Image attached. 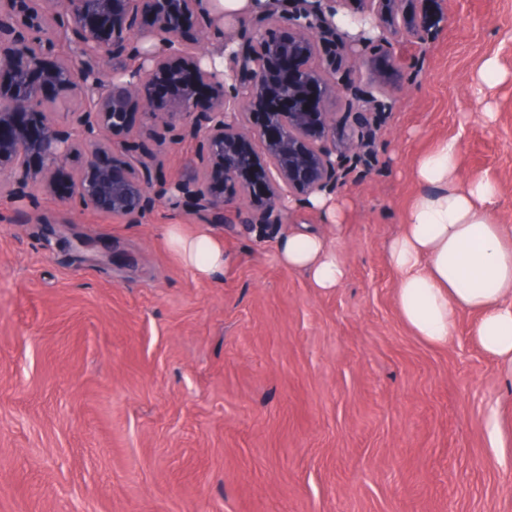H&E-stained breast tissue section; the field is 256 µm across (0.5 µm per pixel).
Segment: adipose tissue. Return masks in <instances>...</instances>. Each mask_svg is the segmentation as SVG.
<instances>
[{"instance_id": "ef3b65f1", "label": "adipose tissue", "mask_w": 512, "mask_h": 512, "mask_svg": "<svg viewBox=\"0 0 512 512\" xmlns=\"http://www.w3.org/2000/svg\"><path fill=\"white\" fill-rule=\"evenodd\" d=\"M458 152L457 141L446 139L416 164L421 190L387 245L398 275L395 303L413 333L433 346L454 339L460 312L476 313L472 336L512 370V228L493 217L497 184L479 178L456 185ZM167 241L199 278L224 268V242L214 233L188 234L173 224ZM275 257L306 272L323 292L338 288L346 275L344 259L328 239L306 228L283 234Z\"/></svg>"}]
</instances>
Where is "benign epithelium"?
Here are the masks:
<instances>
[{"label":"benign epithelium","mask_w":512,"mask_h":512,"mask_svg":"<svg viewBox=\"0 0 512 512\" xmlns=\"http://www.w3.org/2000/svg\"><path fill=\"white\" fill-rule=\"evenodd\" d=\"M353 34L322 0L241 20L224 70L204 62L219 17L201 0H0V199L41 196L139 224L165 197L246 233L288 223L290 203L335 190L369 130L339 107H394L360 47L421 45L424 0H353ZM285 29V34L276 31ZM61 103L69 104L65 112ZM199 143L192 178L161 180L135 121Z\"/></svg>","instance_id":"benign-epithelium-1"}]
</instances>
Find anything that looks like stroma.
I'll return each mask as SVG.
<instances>
[{
    "mask_svg": "<svg viewBox=\"0 0 512 512\" xmlns=\"http://www.w3.org/2000/svg\"><path fill=\"white\" fill-rule=\"evenodd\" d=\"M422 21L394 109L347 115L376 139L336 187L340 227L289 217L343 256L335 291L281 266L274 237L166 202L125 224L0 201V512H512V373L474 314L446 347L415 336L386 256L445 139L457 184L497 183L512 226V0H441ZM490 58L500 81L475 95ZM140 139L167 181L193 172L196 142ZM37 211L47 223H19ZM171 224L223 236V272L196 277Z\"/></svg>",
    "mask_w": 512,
    "mask_h": 512,
    "instance_id": "stroma-1",
    "label": "stroma"
}]
</instances>
